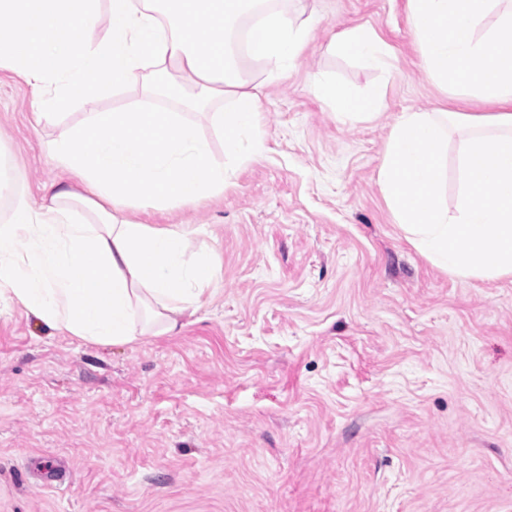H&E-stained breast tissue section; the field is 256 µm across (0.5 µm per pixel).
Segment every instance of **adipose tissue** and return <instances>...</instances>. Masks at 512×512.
Here are the masks:
<instances>
[{"label":"adipose tissue","instance_id":"adipose-tissue-1","mask_svg":"<svg viewBox=\"0 0 512 512\" xmlns=\"http://www.w3.org/2000/svg\"><path fill=\"white\" fill-rule=\"evenodd\" d=\"M105 36H97L99 23ZM314 17L301 4L270 0H0V68L23 74L49 121L77 93L137 84L144 98L177 110L131 107L91 112L80 126H58L47 150L66 182L46 186L40 204L12 196L0 223V299L20 303L47 327L95 345H129L173 334L202 306L215 270L188 253V232L128 220L132 204L168 208L224 186L227 162L243 142L261 144V86L295 72ZM332 46L371 67L389 64L374 33L346 29ZM340 121L379 105L346 86L314 79ZM223 95L214 119L226 133L228 161L216 159L182 109L197 96Z\"/></svg>","mask_w":512,"mask_h":512}]
</instances>
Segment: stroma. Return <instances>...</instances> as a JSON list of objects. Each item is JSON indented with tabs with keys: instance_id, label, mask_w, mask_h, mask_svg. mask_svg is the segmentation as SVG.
I'll list each match as a JSON object with an SVG mask.
<instances>
[{
	"instance_id": "1",
	"label": "stroma",
	"mask_w": 512,
	"mask_h": 512,
	"mask_svg": "<svg viewBox=\"0 0 512 512\" xmlns=\"http://www.w3.org/2000/svg\"><path fill=\"white\" fill-rule=\"evenodd\" d=\"M301 65L265 83L263 145L211 197L134 221L178 224L220 269L174 336L93 345L0 300V512H512V277L459 279L405 239L377 184L390 126L438 108L406 0H307ZM365 26L371 68L334 51ZM378 112L337 120L312 75ZM138 88L77 98L35 126L32 88L0 68V167L40 200L66 180L56 124L121 110ZM49 467L58 482L39 476ZM332 46L340 52H353L368 66L384 68L389 65L388 47L374 33L363 28L343 30L334 36Z\"/></svg>"
}]
</instances>
